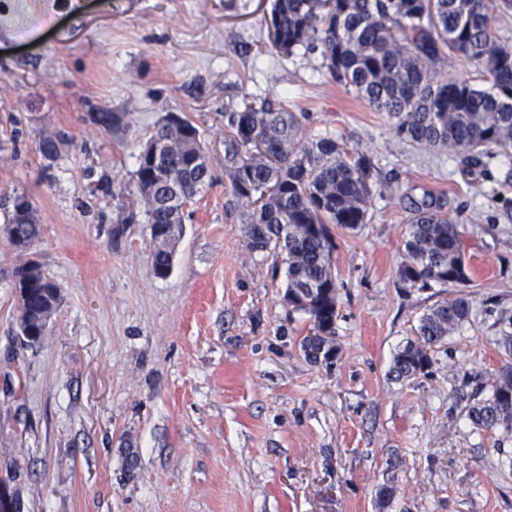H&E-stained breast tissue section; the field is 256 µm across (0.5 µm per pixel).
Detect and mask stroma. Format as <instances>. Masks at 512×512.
Segmentation results:
<instances>
[{
  "mask_svg": "<svg viewBox=\"0 0 512 512\" xmlns=\"http://www.w3.org/2000/svg\"><path fill=\"white\" fill-rule=\"evenodd\" d=\"M270 0H0V197L37 208L33 253L0 234V487L20 512H512V431L467 413L512 354V152L474 195L458 161L396 145L391 120L332 81L320 53L267 39ZM294 112L378 170L367 221L334 228V363L302 347L285 264L251 251L225 172L224 115L243 97ZM120 120L108 130L95 113ZM170 113L200 129L212 183L191 202L166 278L137 157ZM68 136L54 159L42 137ZM462 224L470 282L406 288L404 228L424 196ZM36 256L61 303L36 347L12 271ZM467 295L473 316L432 372L390 365L422 313ZM393 481L383 505L377 492Z\"/></svg>",
  "mask_w": 512,
  "mask_h": 512,
  "instance_id": "35a3bbf8",
  "label": "stroma"
}]
</instances>
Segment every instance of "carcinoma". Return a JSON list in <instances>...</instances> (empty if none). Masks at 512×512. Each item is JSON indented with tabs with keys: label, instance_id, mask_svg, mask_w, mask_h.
<instances>
[{
	"label": "carcinoma",
	"instance_id": "obj_1",
	"mask_svg": "<svg viewBox=\"0 0 512 512\" xmlns=\"http://www.w3.org/2000/svg\"><path fill=\"white\" fill-rule=\"evenodd\" d=\"M512 10V0H272L273 46L290 56L318 50L330 78L393 121L400 144L425 152L464 153L463 172L475 193H484L475 169L487 176L496 152L512 149V47L493 29V13ZM450 56L483 68L482 83L450 77ZM227 173L246 214L251 251L283 257L284 300L310 316L314 334L303 341L317 361L339 358L336 318L339 293L334 270L335 235L330 226L355 231L366 223L375 165L361 150H348L333 136L304 137L299 119L255 97L224 113ZM167 148L137 158L135 191L143 201L152 263L169 275L180 235L173 215L212 180L210 158L199 129L180 117L150 137ZM11 197L0 231L28 251L40 237L34 203ZM442 199L425 196L405 225V259L398 269L409 288H446L470 281L461 225L448 217ZM19 319L25 345L40 344L59 306V287L41 264L28 260L15 270ZM464 296L437 302L421 315L416 338L393 357L397 380L431 373L436 349L470 322ZM468 419L480 429L512 430V366L500 369L489 394L476 400Z\"/></svg>",
	"mask_w": 512,
	"mask_h": 512
}]
</instances>
